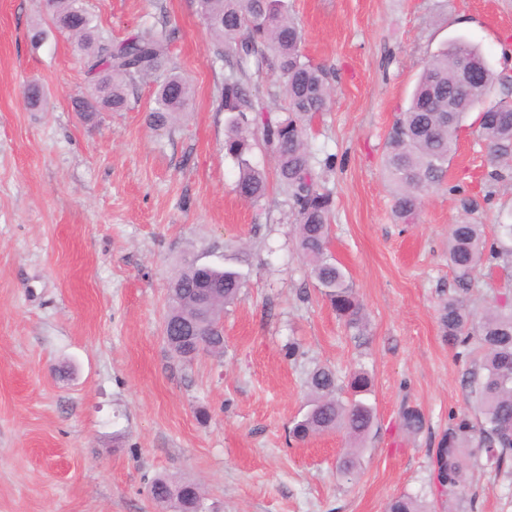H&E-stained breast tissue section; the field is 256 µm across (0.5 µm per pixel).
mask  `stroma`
<instances>
[{
	"label": "stroma",
	"mask_w": 512,
	"mask_h": 512,
	"mask_svg": "<svg viewBox=\"0 0 512 512\" xmlns=\"http://www.w3.org/2000/svg\"><path fill=\"white\" fill-rule=\"evenodd\" d=\"M85 5L106 45L168 24L169 64L193 100L178 123L152 127L156 83L144 78L126 110L85 120L90 81L71 35L52 26L46 0H0V512H167L146 490L160 475L200 483L208 512H386L402 494L447 512L435 450L451 416L479 418L463 385L473 360L439 322L455 286L448 235L467 217L489 236L512 220V179L489 180L465 122L446 186L405 224L382 159L444 43L476 44L512 75V0H290L303 55L332 75L311 146L333 160L320 172L335 203L330 250L364 306L362 344L315 287L288 197L274 184L256 203L235 191L228 69L198 0ZM35 24L46 31L36 44ZM33 82L37 108L25 94ZM188 260L234 265L245 286L224 311L223 354L184 362L162 321ZM494 296L512 299V269L484 267L468 304L479 312ZM317 365L343 384L359 369L371 380L375 425L351 480L337 471L344 432L288 441ZM407 407L424 416L418 434L402 426ZM462 507L512 512V486L472 463Z\"/></svg>",
	"instance_id": "1"
}]
</instances>
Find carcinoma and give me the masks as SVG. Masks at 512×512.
Instances as JSON below:
<instances>
[{
	"mask_svg": "<svg viewBox=\"0 0 512 512\" xmlns=\"http://www.w3.org/2000/svg\"><path fill=\"white\" fill-rule=\"evenodd\" d=\"M202 16L224 57L229 73L224 77L221 102L226 134L225 155L237 161L238 195L258 202L269 190L266 173L247 159L252 142L262 134L275 162V174L289 196L297 224L299 252L308 264L321 294L343 319L353 339L367 332L364 309L357 299L344 267L329 249L334 213L331 193L319 185L317 167H332V158L318 159L308 142L307 122L326 110L333 94L330 73L303 59L302 31L290 15L288 0H199ZM53 25L75 38V50L84 61L92 90L82 115L91 120L101 110L120 112L127 108L128 90L136 80L161 78L148 118L161 127L176 123L187 112L193 97L189 80L169 69L167 47L170 30L145 28L128 38L99 48L98 29L83 0H48ZM464 63L477 64L474 79L458 84ZM270 74L277 78L286 115L271 119L252 93L254 80ZM508 77L495 75L482 51L464 39H456L433 53L425 62L408 107L395 118L388 134L384 168L393 186V210L406 220L420 208L422 193L443 186L457 133L467 114L478 111L477 136L496 166L512 162V98H491L495 82ZM453 111H448V107ZM512 263V223L496 225L495 238L487 242L484 225L464 219L452 225L448 236V262L458 291L448 295L440 308V324L448 343L458 355L476 347L481 358L466 373L468 401L479 413L474 426L465 416L452 417L448 435L435 451L434 472L445 473L444 494L463 500L471 460L485 458L496 475L512 479V305L490 304L479 314L468 306L466 294L486 262ZM243 276L231 267L202 268L185 263L172 278L165 314L167 344L183 361H192L204 351L218 355L224 349V334L218 320L235 303L243 288ZM310 400L301 418L294 421L290 436L296 442L326 432L341 430L351 439L367 435L374 422L373 407L361 399L370 391V380L360 370L352 373L343 398L336 372L317 365L307 381ZM410 433L424 426L415 409L402 413ZM359 449L348 448L342 457V476L352 479ZM157 503L177 495L174 512H203L204 495L195 482L174 484L158 476L148 486ZM387 512H429L417 498L403 494L393 499Z\"/></svg>",
	"mask_w": 512,
	"mask_h": 512,
	"instance_id": "obj_1",
	"label": "carcinoma"
}]
</instances>
